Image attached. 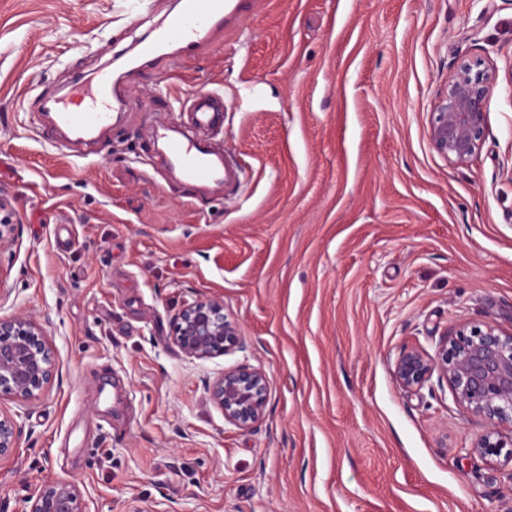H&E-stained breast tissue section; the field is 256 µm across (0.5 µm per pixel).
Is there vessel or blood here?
<instances>
[{
  "mask_svg": "<svg viewBox=\"0 0 512 512\" xmlns=\"http://www.w3.org/2000/svg\"><path fill=\"white\" fill-rule=\"evenodd\" d=\"M261 0H182L178 11L152 28L142 41L135 64L146 69L159 62L176 68L189 56L208 49L223 37L227 23L239 14L257 8ZM83 108L72 106L70 96L55 100L53 122L64 134L65 144L93 138L103 131L110 119L113 103L125 95L121 78L106 70L97 71L93 79H79ZM192 126L207 131L219 125L222 117L210 92L191 95L184 105ZM161 158L182 182L201 189L223 183L235 165L234 159L208 150L186 135L161 133Z\"/></svg>",
  "mask_w": 512,
  "mask_h": 512,
  "instance_id": "obj_1",
  "label": "vessel or blood"
}]
</instances>
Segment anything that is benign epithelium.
<instances>
[{
	"label": "benign epithelium",
	"instance_id": "benign-epithelium-1",
	"mask_svg": "<svg viewBox=\"0 0 512 512\" xmlns=\"http://www.w3.org/2000/svg\"><path fill=\"white\" fill-rule=\"evenodd\" d=\"M499 73L478 61H464L448 73L444 97L429 127V138L449 161L465 164L485 140V103ZM172 343L188 358L207 361L243 348L237 325L224 312V298L202 297L184 304L173 322ZM57 373L55 352L44 328L25 316L0 317V398L19 404L49 388ZM445 379L456 399L472 415L486 421L473 446L481 456L506 452L512 461V336L495 326L459 327L445 337L434 354L412 349L395 363L398 385L411 391L433 374ZM224 420L245 430L258 422L268 398V381L259 367L222 373L209 388ZM19 426L0 413V459L17 448ZM27 512H87L83 494L73 481H48L30 499Z\"/></svg>",
	"mask_w": 512,
	"mask_h": 512
}]
</instances>
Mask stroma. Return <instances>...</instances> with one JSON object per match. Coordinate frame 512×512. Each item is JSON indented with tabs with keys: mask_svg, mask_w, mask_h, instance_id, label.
<instances>
[{
	"mask_svg": "<svg viewBox=\"0 0 512 512\" xmlns=\"http://www.w3.org/2000/svg\"><path fill=\"white\" fill-rule=\"evenodd\" d=\"M140 7L0 0V317L35 319L59 363L0 401L20 427L0 512L54 479L87 512H512V461L472 451L485 421L393 374L458 326L512 333V0H266L176 70L123 72L111 127L59 152L39 98L113 65ZM476 59L499 82L455 165L428 130ZM200 90L222 96L232 193L155 158L153 124ZM206 296L245 347L199 362L169 332ZM240 365L269 385L245 430L208 392Z\"/></svg>",
	"mask_w": 512,
	"mask_h": 512,
	"instance_id": "35a3bbf8",
	"label": "stroma"
}]
</instances>
